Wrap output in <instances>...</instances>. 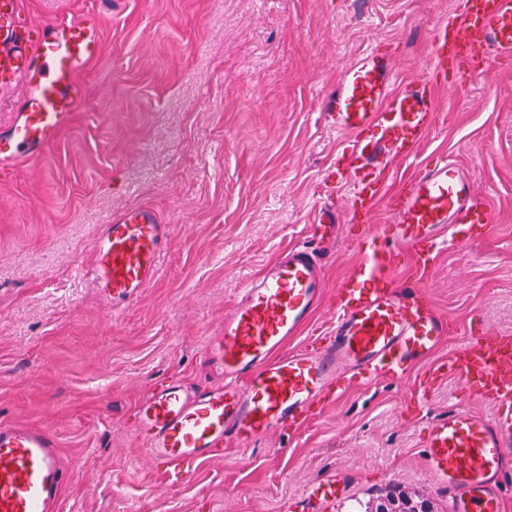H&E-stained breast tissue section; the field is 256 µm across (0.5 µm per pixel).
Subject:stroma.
<instances>
[{
    "label": "stroma",
    "mask_w": 512,
    "mask_h": 512,
    "mask_svg": "<svg viewBox=\"0 0 512 512\" xmlns=\"http://www.w3.org/2000/svg\"><path fill=\"white\" fill-rule=\"evenodd\" d=\"M460 0H21L40 25L99 18L87 98L41 155L0 176V421L51 431L71 476L63 512H365L392 482L448 503L418 446L428 423L490 403L448 378L419 402L405 383L350 382L298 435L234 446L172 486L142 452L135 404L169 377L208 379L202 345L249 277L304 240L332 191L342 136L323 94L370 47L401 77L424 72L431 29ZM437 125L398 174L447 153L495 222L440 251L423 294L475 335L512 336V76L443 93ZM132 206L171 227L156 279L119 314L83 275L99 225ZM364 227L341 221L326 279L334 303ZM337 481L326 501L307 491Z\"/></svg>",
    "instance_id": "stroma-1"
}]
</instances>
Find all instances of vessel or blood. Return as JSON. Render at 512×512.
Wrapping results in <instances>:
<instances>
[{
  "mask_svg": "<svg viewBox=\"0 0 512 512\" xmlns=\"http://www.w3.org/2000/svg\"><path fill=\"white\" fill-rule=\"evenodd\" d=\"M20 0H0V81L25 77L26 92L7 135L0 175L37 156L85 101L81 71L102 51L96 24L61 19L29 30ZM512 58V0H461L428 37L424 74L401 80L392 56L369 49L322 98L325 124L346 140L337 160L357 166L340 184L350 218L372 221L362 261L340 284L324 336L306 333L324 307L326 265L336 237V208L319 205L310 241L279 250L247 280L205 339L213 375L203 384L171 377L135 406L133 426L145 452L171 483L226 444L247 448L276 432L300 430L313 408L359 376L407 379L422 369L431 383L454 377L493 405L490 414L452 407L429 426L420 455L430 482L450 495L451 512H504L512 451V336H462L415 289L440 250L461 249L474 224H490L488 193L479 192L448 155L397 176L436 127L438 92L448 74L482 79ZM384 203L388 218L374 223ZM169 235L157 213L135 207L113 215L95 241L91 282L120 312L154 281ZM455 340L447 354L442 343ZM68 471L54 436L26 421H0V512H61Z\"/></svg>",
  "mask_w": 512,
  "mask_h": 512,
  "instance_id": "obj_1",
  "label": "vessel or blood"
}]
</instances>
